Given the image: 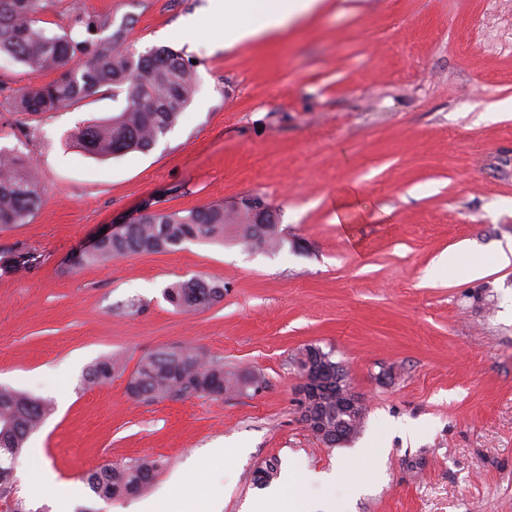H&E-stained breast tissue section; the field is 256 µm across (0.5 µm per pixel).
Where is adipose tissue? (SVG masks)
<instances>
[{
    "mask_svg": "<svg viewBox=\"0 0 512 512\" xmlns=\"http://www.w3.org/2000/svg\"><path fill=\"white\" fill-rule=\"evenodd\" d=\"M322 0H216L215 14L236 19L231 33L236 43H247L288 25L321 4ZM214 16L194 15L186 26L195 31L210 30Z\"/></svg>",
    "mask_w": 512,
    "mask_h": 512,
    "instance_id": "1",
    "label": "adipose tissue"
}]
</instances>
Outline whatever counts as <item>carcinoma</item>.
I'll return each instance as SVG.
<instances>
[{
  "instance_id": "cac0c4a2",
  "label": "carcinoma",
  "mask_w": 512,
  "mask_h": 512,
  "mask_svg": "<svg viewBox=\"0 0 512 512\" xmlns=\"http://www.w3.org/2000/svg\"><path fill=\"white\" fill-rule=\"evenodd\" d=\"M55 0H0V54L31 73H57V77L16 91L14 106L21 112L41 114L69 109L98 93H125L122 111L105 121L78 129L72 140L97 158L146 153L178 123L194 96V65L178 52L155 48L134 54L122 49L128 26L116 30L107 43L92 39L99 22L78 18L87 34L75 40L71 32L53 34L42 26V15ZM44 190L30 158L0 148V224H24L42 201ZM252 249L274 250L284 242L279 225L259 228L247 201L228 210L208 205L178 212L151 211L120 233L101 239L91 249L75 253L70 266L82 268L144 252L173 251L188 241L222 243L227 235ZM38 256L28 250L0 252V272L34 268ZM167 301L180 311L199 310L224 298V283L191 278L165 289ZM118 361L107 357L86 371L89 386L102 385L114 376ZM256 373L224 369L195 347L162 351L140 360L127 390L136 399L163 401L194 395L221 396L249 388H262ZM53 403L10 387L0 386V464L13 465L30 435L52 413ZM154 460L104 464L85 475L92 493L112 500L142 492L154 480Z\"/></svg>"
}]
</instances>
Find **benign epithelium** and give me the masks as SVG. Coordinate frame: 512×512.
I'll list each match as a JSON object with an SVG mask.
<instances>
[{
	"instance_id": "benign-epithelium-1",
	"label": "benign epithelium",
	"mask_w": 512,
	"mask_h": 512,
	"mask_svg": "<svg viewBox=\"0 0 512 512\" xmlns=\"http://www.w3.org/2000/svg\"><path fill=\"white\" fill-rule=\"evenodd\" d=\"M333 389L336 393V408L354 418L365 413V404L348 382L347 375L340 365H332L328 356H318L309 361L301 376L300 396L301 415L307 427L321 438L330 436L326 418L317 412L320 394Z\"/></svg>"
}]
</instances>
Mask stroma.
<instances>
[{
	"label": "stroma",
	"instance_id": "stroma-1",
	"mask_svg": "<svg viewBox=\"0 0 512 512\" xmlns=\"http://www.w3.org/2000/svg\"><path fill=\"white\" fill-rule=\"evenodd\" d=\"M210 0H55V32L99 18L98 39L127 27L141 53L166 46L194 60L197 91L146 153L97 159L66 140L111 118L124 98L96 95L59 112L15 110L35 78L0 56V146L37 165L42 204L0 226V250L40 256L0 276V385L50 398L54 411L14 464L13 499L53 512L24 488L31 449L78 494L69 512H133L171 490L245 512L268 491L259 466L300 475V495L337 512H512V266L469 279L438 261L462 244L512 242V0H323L261 39L225 46L184 30ZM353 197L357 222L336 223ZM257 197L285 237L267 253L235 240L189 241L84 269L69 255L111 224ZM222 281L224 298L182 313L171 284ZM330 352L367 407L350 441L311 434L294 362ZM192 345L225 368L254 370L258 392L142 401L127 391L145 356ZM123 367L84 384L107 356ZM378 469L355 457L366 439ZM230 449L224 463L208 449ZM139 458L159 470L142 495L104 501L83 480ZM339 471L335 487L305 473Z\"/></svg>",
	"mask_w": 512,
	"mask_h": 512
}]
</instances>
